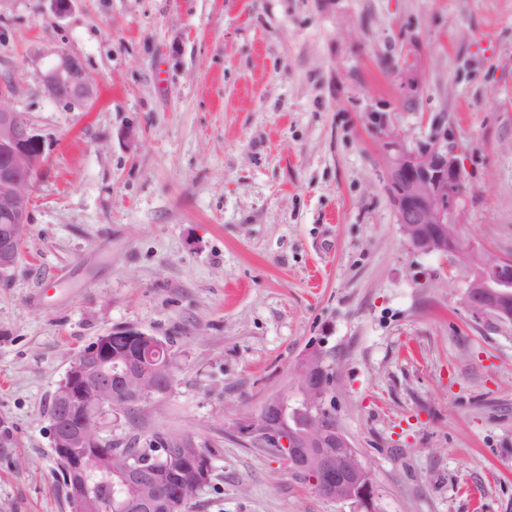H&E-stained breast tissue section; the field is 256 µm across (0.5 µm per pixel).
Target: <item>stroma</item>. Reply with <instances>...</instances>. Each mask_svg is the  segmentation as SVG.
<instances>
[{"instance_id":"obj_1","label":"stroma","mask_w":512,"mask_h":512,"mask_svg":"<svg viewBox=\"0 0 512 512\" xmlns=\"http://www.w3.org/2000/svg\"><path fill=\"white\" fill-rule=\"evenodd\" d=\"M79 56L92 100L43 92ZM47 146L0 282V512H70L53 394L96 338L174 383L102 434L213 452L187 512H356L235 425L321 350L379 512H512V330L396 222L385 141L455 147L464 234L512 257V0H0V91ZM44 93L67 108L82 107L94 95V84L81 59L60 49L54 52L42 74Z\"/></svg>"}]
</instances>
